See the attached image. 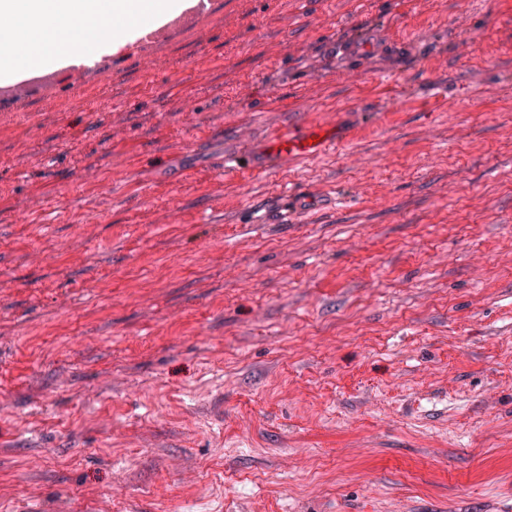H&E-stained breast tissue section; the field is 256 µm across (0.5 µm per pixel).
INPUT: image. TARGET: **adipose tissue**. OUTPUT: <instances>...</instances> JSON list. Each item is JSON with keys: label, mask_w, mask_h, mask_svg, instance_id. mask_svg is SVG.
I'll list each match as a JSON object with an SVG mask.
<instances>
[{"label": "adipose tissue", "mask_w": 512, "mask_h": 512, "mask_svg": "<svg viewBox=\"0 0 512 512\" xmlns=\"http://www.w3.org/2000/svg\"><path fill=\"white\" fill-rule=\"evenodd\" d=\"M135 2L136 13L131 16L126 12V0H93L94 10L88 15L82 12L80 0H0V12L10 16L9 23L0 24V41L15 45L16 67L63 64L71 31L90 23L104 31L93 46L95 58L101 59L143 37L138 15L156 22L193 5V0Z\"/></svg>", "instance_id": "adipose-tissue-1"}]
</instances>
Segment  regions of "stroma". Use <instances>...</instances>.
Wrapping results in <instances>:
<instances>
[{"label":"stroma","mask_w":512,"mask_h":512,"mask_svg":"<svg viewBox=\"0 0 512 512\" xmlns=\"http://www.w3.org/2000/svg\"><path fill=\"white\" fill-rule=\"evenodd\" d=\"M103 63L0 95V512H512V0H212ZM274 149L271 154L257 163L258 170L268 167L276 168L292 160H303L317 154L319 138L311 134L308 128L299 132L288 133V130L274 136ZM326 200L319 201L317 198L307 194L300 192L296 195L295 200L292 205L288 206L286 210L278 209L275 211V214L272 217H275L276 224H288V218L292 214L300 213L302 211H307L312 209L313 207L326 206Z\"/></svg>","instance_id":"obj_1"}]
</instances>
